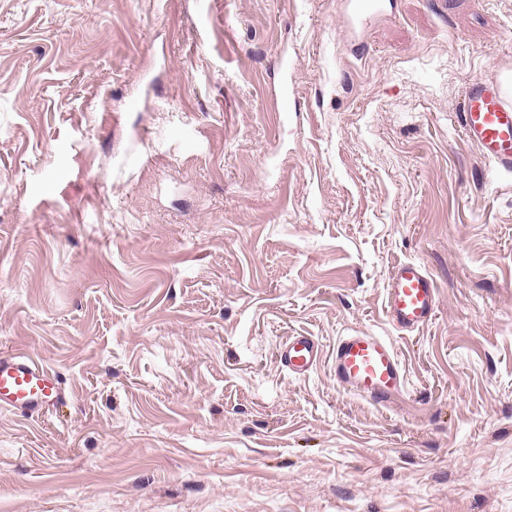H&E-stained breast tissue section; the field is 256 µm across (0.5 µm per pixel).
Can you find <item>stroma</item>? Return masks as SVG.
Returning a JSON list of instances; mask_svg holds the SVG:
<instances>
[{
  "label": "stroma",
  "mask_w": 512,
  "mask_h": 512,
  "mask_svg": "<svg viewBox=\"0 0 512 512\" xmlns=\"http://www.w3.org/2000/svg\"><path fill=\"white\" fill-rule=\"evenodd\" d=\"M347 3L0 0V355L65 391L0 411V512H512V171L456 122L512 0ZM359 329L389 402L333 378ZM437 306L436 286L431 275L418 263H399L390 275L386 310L394 324L406 331L427 325ZM336 384L373 402H387L406 378L392 344L382 336L354 331L341 336L332 357ZM319 346L312 336H293L282 350L288 370L297 376L308 374L319 360Z\"/></svg>",
  "instance_id": "stroma-1"
}]
</instances>
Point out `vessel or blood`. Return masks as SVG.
<instances>
[{
    "label": "vessel or blood",
    "mask_w": 512,
    "mask_h": 512,
    "mask_svg": "<svg viewBox=\"0 0 512 512\" xmlns=\"http://www.w3.org/2000/svg\"><path fill=\"white\" fill-rule=\"evenodd\" d=\"M458 122L465 136L506 170L512 169V98L500 84L473 83ZM436 286L418 263H399L390 275L386 310L394 324L418 330L434 317ZM289 371L308 374L319 360V346L310 336L291 337L282 351ZM337 385L367 400L382 403L397 395L406 378L398 355L384 337L355 331L339 338L332 357ZM64 391L56 372L24 353L0 356V410L34 416L61 405Z\"/></svg>",
    "instance_id": "vessel-or-blood-1"
}]
</instances>
